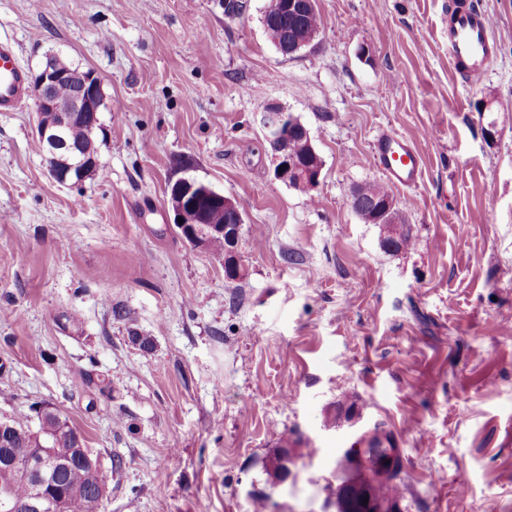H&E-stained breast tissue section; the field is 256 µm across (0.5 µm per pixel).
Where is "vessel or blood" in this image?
Listing matches in <instances>:
<instances>
[{
	"instance_id": "1",
	"label": "vessel or blood",
	"mask_w": 512,
	"mask_h": 512,
	"mask_svg": "<svg viewBox=\"0 0 512 512\" xmlns=\"http://www.w3.org/2000/svg\"><path fill=\"white\" fill-rule=\"evenodd\" d=\"M493 22L484 12L460 0L448 18V50L455 69L468 83L481 82L494 59ZM29 96V86L15 45L0 40V112L19 108ZM374 158L386 177L406 189L417 186L422 176V159L414 146L396 134L380 132L374 142Z\"/></svg>"
}]
</instances>
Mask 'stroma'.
Masks as SVG:
<instances>
[{"instance_id":"35a3bbf8","label":"stroma","mask_w":512,"mask_h":512,"mask_svg":"<svg viewBox=\"0 0 512 512\" xmlns=\"http://www.w3.org/2000/svg\"><path fill=\"white\" fill-rule=\"evenodd\" d=\"M452 2L317 0L319 37L288 57L266 0H0L27 73L61 54L106 102L75 185L47 174L34 100L0 112V419L47 403L103 469L120 454L105 512H335L337 463L378 425L401 512H512V0H474L495 44L475 85L448 55ZM271 103L310 132L312 192L273 178ZM383 130L424 160L391 189L399 252L349 202L386 180ZM179 160L239 202L243 279L180 237Z\"/></svg>"}]
</instances>
